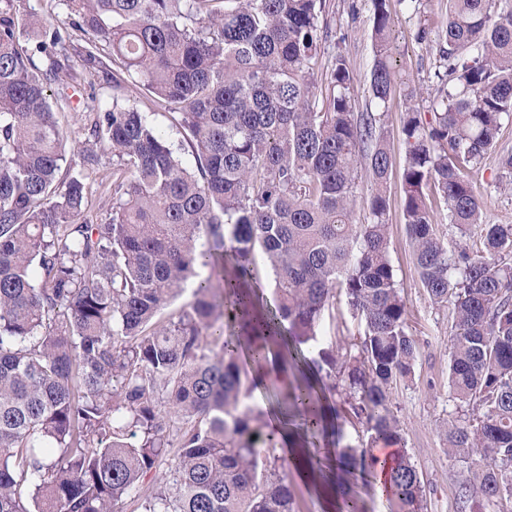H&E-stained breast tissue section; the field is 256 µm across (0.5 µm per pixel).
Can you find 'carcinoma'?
I'll return each mask as SVG.
<instances>
[{"mask_svg": "<svg viewBox=\"0 0 512 512\" xmlns=\"http://www.w3.org/2000/svg\"><path fill=\"white\" fill-rule=\"evenodd\" d=\"M0 0V512H294L267 412L224 321L257 307L246 283L275 275V310L256 328L287 337L338 394L368 441L339 444L361 476L379 446L402 442L390 404L417 343L390 259L385 187L393 166L384 109L401 84L388 62L391 0H371L370 104L355 112L342 56L316 90L323 0H62L50 20ZM449 0L443 73L430 118L400 134L404 216L433 305L451 306L448 386L468 407L441 425L448 457L472 461L465 504L512 498V224L482 223L471 174L512 121V4ZM83 35L74 47L73 32ZM56 88H50V85ZM139 89L173 115L194 164L137 103L97 93L79 161L58 113L87 85ZM112 150V213L97 148ZM370 171V221L353 223L358 165ZM433 190L448 230L441 238ZM195 280L190 310L162 312ZM346 302L360 328L322 334ZM291 406L332 431L336 409L307 380ZM154 486L140 488L148 476ZM388 512H420L422 483L401 454L385 478Z\"/></svg>", "mask_w": 512, "mask_h": 512, "instance_id": "1", "label": "carcinoma"}]
</instances>
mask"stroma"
Wrapping results in <instances>:
<instances>
[{
  "instance_id": "35a3bbf8",
  "label": "stroma",
  "mask_w": 512,
  "mask_h": 512,
  "mask_svg": "<svg viewBox=\"0 0 512 512\" xmlns=\"http://www.w3.org/2000/svg\"><path fill=\"white\" fill-rule=\"evenodd\" d=\"M371 0H325L321 22L328 36L323 39L319 72H326L334 55H343L356 81L351 91L355 111L369 106V74L373 45L369 27ZM391 32V64L407 86L414 89L413 102L395 91L386 108L391 131L388 148L393 167L387 183L390 258L400 292L406 302L409 332L418 342L411 379L394 385L391 406L403 422L402 448L415 464L423 483L421 512H461L458 488L470 466L469 461L449 458L447 443L439 424L460 416L462 410L448 387L449 308L433 305L416 273L406 234L403 210L402 166L405 147L400 136L408 109L428 112L438 83L439 43L448 18V0H420L417 11L394 8ZM426 29L427 41L416 38ZM512 152V123H506L495 150L489 152L473 175L483 199L482 221L512 224V187L498 181L500 156Z\"/></svg>"
}]
</instances>
